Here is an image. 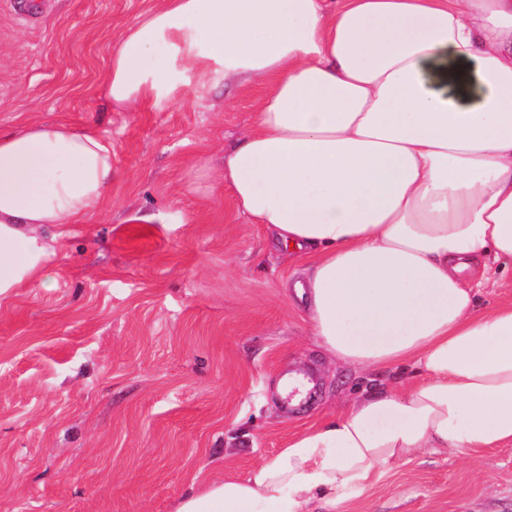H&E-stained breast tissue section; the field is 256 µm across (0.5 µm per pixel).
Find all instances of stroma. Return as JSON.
I'll return each instance as SVG.
<instances>
[{
	"label": "stroma",
	"mask_w": 512,
	"mask_h": 512,
	"mask_svg": "<svg viewBox=\"0 0 512 512\" xmlns=\"http://www.w3.org/2000/svg\"><path fill=\"white\" fill-rule=\"evenodd\" d=\"M157 2L0 0V128H92L114 173L106 211L68 226L48 282L0 298V512H174L392 375L327 364L282 288L303 261L197 176L264 82L105 105L112 47ZM294 370L315 392L283 409L277 383ZM335 512H512V444L417 452Z\"/></svg>",
	"instance_id": "35a3bbf8"
}]
</instances>
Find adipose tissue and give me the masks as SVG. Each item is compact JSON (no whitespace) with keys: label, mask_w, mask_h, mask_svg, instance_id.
Masks as SVG:
<instances>
[{"label":"adipose tissue","mask_w":512,"mask_h":512,"mask_svg":"<svg viewBox=\"0 0 512 512\" xmlns=\"http://www.w3.org/2000/svg\"><path fill=\"white\" fill-rule=\"evenodd\" d=\"M269 91L218 183L282 250L334 362L409 367L245 476L175 512H313L415 452L512 443V0H162L120 35L113 109L192 82ZM112 141L67 123L0 132V295L44 277L63 229L102 213ZM499 281H493L484 284L479 292L478 302L481 308H488L499 303H504L512 299L511 270H507L498 275ZM510 287V288H509Z\"/></svg>","instance_id":"obj_1"}]
</instances>
